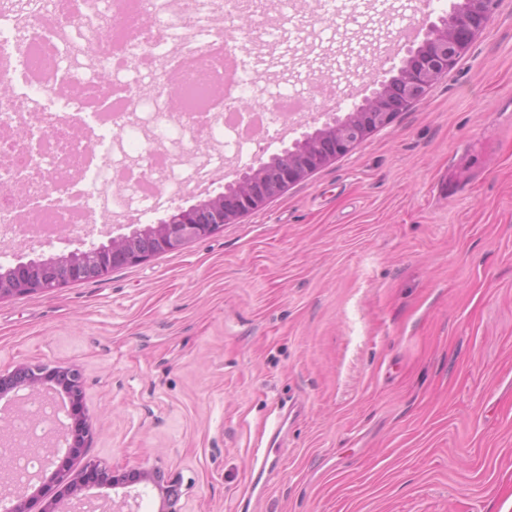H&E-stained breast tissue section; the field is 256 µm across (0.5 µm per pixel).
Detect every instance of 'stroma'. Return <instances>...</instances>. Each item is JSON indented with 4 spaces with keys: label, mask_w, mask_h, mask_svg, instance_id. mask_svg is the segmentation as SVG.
Returning a JSON list of instances; mask_svg holds the SVG:
<instances>
[{
    "label": "stroma",
    "mask_w": 512,
    "mask_h": 512,
    "mask_svg": "<svg viewBox=\"0 0 512 512\" xmlns=\"http://www.w3.org/2000/svg\"><path fill=\"white\" fill-rule=\"evenodd\" d=\"M291 0L262 16L257 90L340 77L455 0ZM75 366L85 455L182 477L184 512H242L252 450L297 409L262 512H512V0L427 95L214 235L0 300V371Z\"/></svg>",
    "instance_id": "35a3bbf8"
}]
</instances>
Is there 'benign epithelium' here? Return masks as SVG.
<instances>
[{"instance_id": "1", "label": "benign epithelium", "mask_w": 512, "mask_h": 512, "mask_svg": "<svg viewBox=\"0 0 512 512\" xmlns=\"http://www.w3.org/2000/svg\"><path fill=\"white\" fill-rule=\"evenodd\" d=\"M498 6V0H458L448 13L431 19L422 18L423 38L406 46V55L396 75L385 78L366 75L369 94L344 115H331L310 133L293 140L282 150L283 165L271 169L259 156L240 160L220 175L224 190L208 196L188 208L176 207L154 224H143L130 234L90 243L46 259H30L3 266L0 264V299L47 292L73 283L96 280L115 269L139 264L148 258L181 249L186 244L209 237L226 224L260 209L266 202L351 150L374 130L389 124L393 117L426 95L429 88L448 73L464 55L475 36L481 32ZM0 398L21 403L44 404L53 408L49 420L53 429L43 440L45 464L22 481H10L16 490H0V503L6 512H63L67 503L74 512H85L91 486L127 488L151 485L161 498V512H183L182 478L159 468L118 471L95 459H88L80 470L72 461L82 453L93 437L90 417L83 408L82 374L73 367L45 364H19L0 372ZM48 480L57 488V496L43 500L41 488L33 479ZM138 495L125 493L112 501V512H139Z\"/></svg>"}]
</instances>
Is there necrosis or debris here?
<instances>
[{"label":"necrosis or debris","instance_id":"4bbe7bcc","mask_svg":"<svg viewBox=\"0 0 512 512\" xmlns=\"http://www.w3.org/2000/svg\"><path fill=\"white\" fill-rule=\"evenodd\" d=\"M92 0H21L0 10V73L22 80L27 91L0 94V239L26 243L82 232L127 211L117 188L133 187L161 207L182 192L184 156L145 145L144 131L128 123L129 110L148 117L155 131L178 142L227 138L257 155L269 148V130L280 117L302 116L335 92L332 79L314 93L276 89L265 106L241 111L236 92L252 83L256 42L223 33L218 23L237 13L232 0H112V17L100 26ZM109 46L100 63L113 75L112 96L98 104L99 83L64 70L59 51L84 55L87 40ZM153 79L152 98L139 93L137 77ZM94 111L112 129L120 159L99 157L91 136L73 133L76 118ZM163 172L157 182L154 172Z\"/></svg>","mask_w":512,"mask_h":512}]
</instances>
